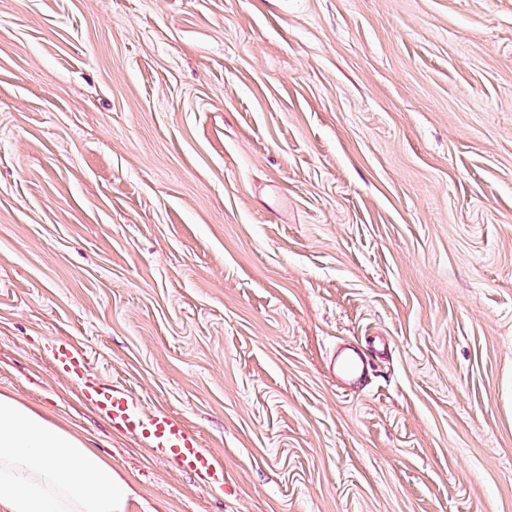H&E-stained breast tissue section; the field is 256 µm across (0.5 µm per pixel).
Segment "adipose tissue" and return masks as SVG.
Wrapping results in <instances>:
<instances>
[{"label": "adipose tissue", "instance_id": "obj_1", "mask_svg": "<svg viewBox=\"0 0 512 512\" xmlns=\"http://www.w3.org/2000/svg\"><path fill=\"white\" fill-rule=\"evenodd\" d=\"M131 495L80 439L0 395V512H126Z\"/></svg>", "mask_w": 512, "mask_h": 512}]
</instances>
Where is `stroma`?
I'll return each mask as SVG.
<instances>
[{"label":"stroma","instance_id":"obj_1","mask_svg":"<svg viewBox=\"0 0 512 512\" xmlns=\"http://www.w3.org/2000/svg\"><path fill=\"white\" fill-rule=\"evenodd\" d=\"M0 393L128 512H512V0H0ZM58 367L68 373H75L82 369L87 371V358L84 353L74 347L59 345L53 352ZM346 348L336 351L330 361V368L342 379L355 383L363 374L366 363L359 356L346 353ZM85 396L112 422V426L143 437L181 469L202 475L210 484L224 486V466L202 448L199 437L163 410H146L118 385L101 386L85 379Z\"/></svg>","mask_w":512,"mask_h":512}]
</instances>
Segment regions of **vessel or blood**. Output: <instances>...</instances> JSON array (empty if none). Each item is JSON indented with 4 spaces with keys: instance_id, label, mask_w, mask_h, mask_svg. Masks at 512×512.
Segmentation results:
<instances>
[{
    "instance_id": "obj_1",
    "label": "vessel or blood",
    "mask_w": 512,
    "mask_h": 512,
    "mask_svg": "<svg viewBox=\"0 0 512 512\" xmlns=\"http://www.w3.org/2000/svg\"><path fill=\"white\" fill-rule=\"evenodd\" d=\"M53 357L58 367L68 373L86 369L87 358L76 348L58 346ZM330 367L342 379L356 382L363 374L365 362L361 357L338 349ZM85 395L113 427L143 437L151 448L165 454L178 467L203 476L210 484L223 485L224 467L212 453L203 448L199 437L176 417L163 410H146L121 386H102L85 381Z\"/></svg>"
}]
</instances>
